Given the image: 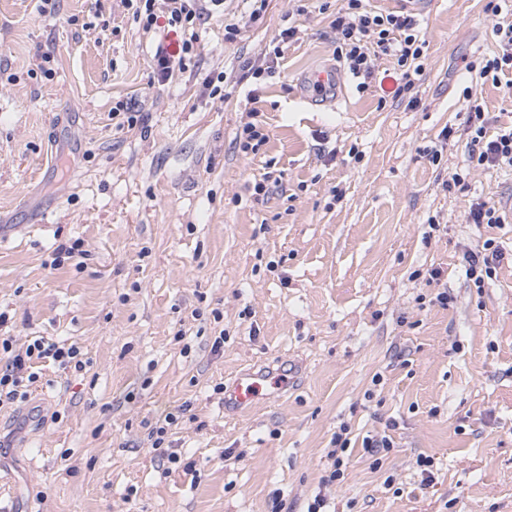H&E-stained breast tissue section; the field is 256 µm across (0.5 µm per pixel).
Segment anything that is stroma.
I'll return each mask as SVG.
<instances>
[{
	"mask_svg": "<svg viewBox=\"0 0 512 512\" xmlns=\"http://www.w3.org/2000/svg\"><path fill=\"white\" fill-rule=\"evenodd\" d=\"M487 2L374 0L425 32L408 109L346 73L335 100L309 104L308 77L338 65L319 0L300 15L270 0L231 43L224 23L244 5L226 0L164 83L152 55L176 35L144 31L122 0H59L50 14L0 0V336L17 350L35 336L73 344L86 361H45L25 402L0 405V503L306 512L344 424L336 512H512V223L465 217L475 197L512 203V173L474 169L467 189L444 190L466 141L437 140L463 122L464 60L495 49ZM290 24L273 76L243 79ZM218 75L220 93L206 84ZM119 100L143 123L117 125ZM255 119L267 141L246 156L236 135ZM489 237L506 257L479 291L464 256ZM250 368L283 370L291 387L225 415L217 385ZM171 414L176 470L149 437ZM385 431L395 448L376 470L362 440ZM349 428L342 425L339 431L334 433L331 439V447L328 448L326 458L328 460L327 468L321 477V485L328 490H334L342 487L345 481L346 471L351 461L350 448L351 440L349 438Z\"/></svg>",
	"mask_w": 512,
	"mask_h": 512,
	"instance_id": "stroma-1",
	"label": "stroma"
}]
</instances>
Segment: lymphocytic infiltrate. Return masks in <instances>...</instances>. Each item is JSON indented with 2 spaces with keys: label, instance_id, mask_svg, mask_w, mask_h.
Masks as SVG:
<instances>
[{
  "label": "lymphocytic infiltrate",
  "instance_id": "f902f5d3",
  "mask_svg": "<svg viewBox=\"0 0 512 512\" xmlns=\"http://www.w3.org/2000/svg\"><path fill=\"white\" fill-rule=\"evenodd\" d=\"M135 21L144 30L166 25L181 34L177 50L157 46L152 65L158 82H166L174 71L184 69L196 52L197 34L188 27L196 19L208 14L210 8L220 7L222 0H123ZM333 32V53L346 70L357 79L359 91H366L374 74L378 58L391 60L396 87L393 101L413 108L418 104L414 78L420 75L426 40L415 17L408 13L385 12L377 9L371 0H341L330 23ZM495 51L480 63H466L467 72L477 81L504 84L512 92V17L497 18L491 30ZM465 121L463 133L467 137L468 169L512 171V128L493 130V119L472 88H465ZM503 249L495 239L484 240L466 257V275L477 288H484L492 279L502 259ZM0 354L6 362L0 366V399L10 402L26 400L27 389L37 382L40 374L37 363L49 359L59 367L81 366L80 351L76 346H63L37 337L29 340L24 349L14 350L10 339L0 340ZM351 440L348 426H340L331 439L327 451L328 465L321 477L322 493L307 504L306 512H328L329 489H337L345 481L351 458Z\"/></svg>",
  "mask_w": 512,
  "mask_h": 512
}]
</instances>
